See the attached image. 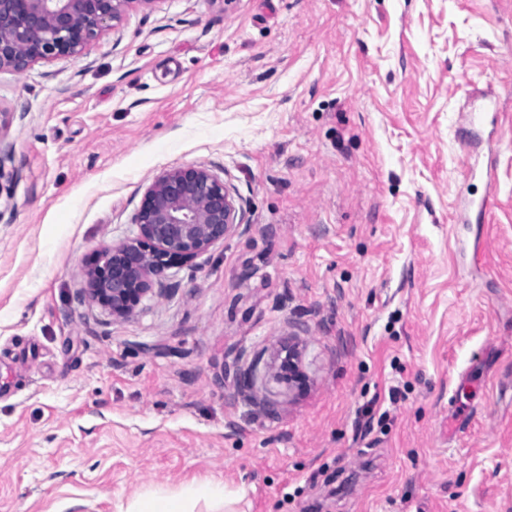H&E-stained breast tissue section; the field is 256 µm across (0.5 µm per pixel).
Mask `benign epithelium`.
I'll use <instances>...</instances> for the list:
<instances>
[{
  "mask_svg": "<svg viewBox=\"0 0 512 512\" xmlns=\"http://www.w3.org/2000/svg\"><path fill=\"white\" fill-rule=\"evenodd\" d=\"M154 0H0V70L23 73L41 60L84 52L119 25L134 4ZM137 234L98 253L84 274L91 301L131 315L164 288L168 271L206 253L240 226V208L210 168L197 163L161 172L145 188L134 217ZM300 378L299 353L280 360Z\"/></svg>",
  "mask_w": 512,
  "mask_h": 512,
  "instance_id": "obj_1",
  "label": "benign epithelium"
}]
</instances>
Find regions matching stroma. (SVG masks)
<instances>
[{
  "label": "stroma",
  "instance_id": "1",
  "mask_svg": "<svg viewBox=\"0 0 512 512\" xmlns=\"http://www.w3.org/2000/svg\"><path fill=\"white\" fill-rule=\"evenodd\" d=\"M1 112L0 512H512V0H153ZM195 163L239 230L113 316L87 262ZM189 500L182 492H170L157 497L139 498L127 510L118 512H193L189 510Z\"/></svg>",
  "mask_w": 512,
  "mask_h": 512
}]
</instances>
